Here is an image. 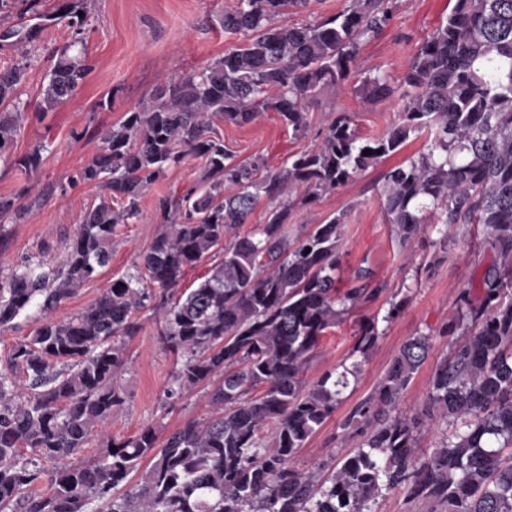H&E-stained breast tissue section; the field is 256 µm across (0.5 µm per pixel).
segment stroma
Instances as JSON below:
<instances>
[{"label":"stroma","instance_id":"35a3bbf8","mask_svg":"<svg viewBox=\"0 0 512 512\" xmlns=\"http://www.w3.org/2000/svg\"><path fill=\"white\" fill-rule=\"evenodd\" d=\"M234 0H84L87 21L82 38L95 68L77 93L66 102L41 112V92L53 66L52 53L71 41L67 22H53L38 37L18 47L0 49V67L26 63V79L16 91L20 109L19 131L9 161L0 160V197L25 206L24 219L6 223L0 243V273H9L22 257L35 255L57 261L73 236L83 213L97 203V192L87 185H68L67 179L94 155L101 138L125 112L146 101L164 78L202 70L236 45L238 35L225 33L220 20ZM393 20L382 33L363 43L354 74L348 83L328 89L309 105V127L293 136L274 112L252 123L236 126L223 122L216 128L239 161H260L268 170L283 167L290 154L316 148L329 122L337 114H350L365 137L382 133L397 122V97L361 100L354 85L379 71L399 82L415 50L447 21L454 0H395ZM427 134L410 138L396 153L356 174L335 192L310 205L294 202L288 219L290 240L305 237L314 224L342 212L343 247L336 272L340 290L380 288L376 301L343 315L314 352L306 372L313 380L351 360L360 327L376 320L379 339L360 360V372L351 380L336 412L302 448L295 463L301 467L330 468L359 444L342 423L377 387L390 361L410 338L426 335L432 350L404 392L398 405L408 413L419 409L427 395L436 365L448 353L443 329L454 310L460 289L478 287L495 252L480 224H461L448 233V245L433 241L435 225L426 227L414 249L402 248L383 209L384 173L426 152ZM41 148L42 165L26 176L19 158ZM202 174L199 160L169 169L151 185L140 202L136 223L123 224L112 242V257L98 273L63 300L51 315L73 316L92 305L113 280L135 274L140 256L161 229L155 218L158 196L179 192ZM402 308L393 320L385 315L390 302ZM142 328L128 340L125 363L116 381L126 401L112 417L110 433L121 440L147 427L168 434L184 422L204 415L198 393H172L175 357L157 335L150 313L141 316Z\"/></svg>","mask_w":512,"mask_h":512}]
</instances>
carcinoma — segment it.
Wrapping results in <instances>:
<instances>
[{"instance_id":"cac0c4a2","label":"carcinoma","mask_w":512,"mask_h":512,"mask_svg":"<svg viewBox=\"0 0 512 512\" xmlns=\"http://www.w3.org/2000/svg\"><path fill=\"white\" fill-rule=\"evenodd\" d=\"M309 0H234L224 31L243 36L203 71L161 82L141 107L125 113L103 144L68 178L98 189L63 260L51 270L26 260L0 278V329L37 306L44 321L17 342L0 369V512H373L397 488L439 512H512V0H455L412 56L395 87L381 75L356 86L364 98L398 95V122L362 138L347 113L329 122L318 147L258 180L256 165L235 162L215 128L275 112L296 135L309 127L311 99L343 85L360 46L393 18L395 0H350L314 24H277ZM66 19L82 33L84 0L38 18ZM36 36L9 27L15 46ZM93 69L87 55L57 53L43 91L52 108L74 96ZM25 78V65L0 69V105ZM18 113L0 112V157L17 135ZM427 131L428 152L385 175L384 209L401 244L413 247L423 225L482 224L496 252L478 293L462 289L444 334L449 354L436 365L420 410L398 403L427 360L425 335L406 341L374 392L346 418L361 443L327 473L294 459L342 402L348 376L305 370L346 304L381 292L339 295V213L293 244L286 224L293 195L309 204ZM370 150L365 155L363 151ZM203 165L183 193L155 201L161 231L142 256L144 276L112 282L80 314L47 317L111 257L120 224L139 217V200L186 157ZM36 147L17 161L30 175ZM236 191L224 194V186ZM277 202L266 223L244 235L259 200ZM25 208L0 197V222ZM310 252H305V249ZM222 254L190 291H178L186 269ZM154 305L160 340L184 362L178 388L205 387L210 412L165 437L147 427L120 442L109 436L124 403L116 382L125 339ZM375 322L360 328L354 352L375 346ZM445 427L437 448H417L423 425ZM99 453L79 461L86 448Z\"/></svg>"}]
</instances>
